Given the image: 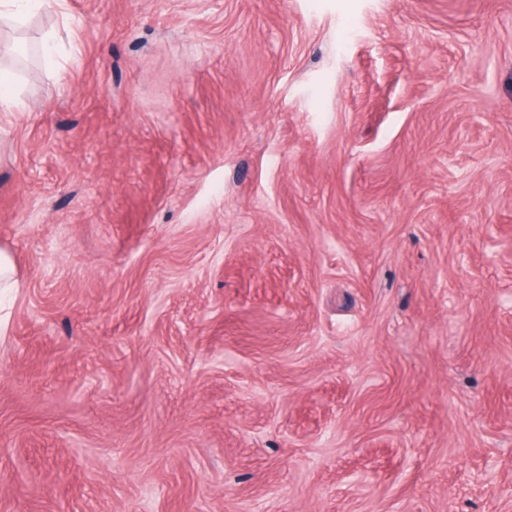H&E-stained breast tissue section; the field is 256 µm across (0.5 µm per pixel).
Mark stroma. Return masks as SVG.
Returning <instances> with one entry per match:
<instances>
[{"mask_svg": "<svg viewBox=\"0 0 512 512\" xmlns=\"http://www.w3.org/2000/svg\"><path fill=\"white\" fill-rule=\"evenodd\" d=\"M27 24L0 512H512V0Z\"/></svg>", "mask_w": 512, "mask_h": 512, "instance_id": "1", "label": "stroma"}]
</instances>
